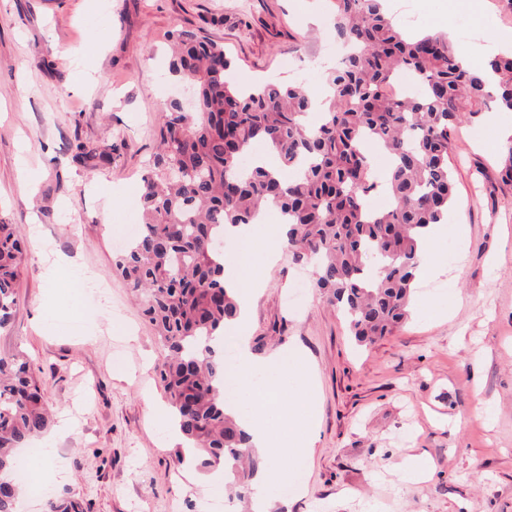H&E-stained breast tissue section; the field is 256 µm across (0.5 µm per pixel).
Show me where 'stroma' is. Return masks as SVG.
Listing matches in <instances>:
<instances>
[{
  "instance_id": "obj_1",
  "label": "stroma",
  "mask_w": 512,
  "mask_h": 512,
  "mask_svg": "<svg viewBox=\"0 0 512 512\" xmlns=\"http://www.w3.org/2000/svg\"><path fill=\"white\" fill-rule=\"evenodd\" d=\"M475 0H390L398 23L471 26L468 52L489 37ZM332 0H0V220L24 235L17 302L0 356L25 355L52 414L37 439L52 454L35 472L83 512H203L201 469L178 466L181 440L155 366L157 336L142 303L112 271L114 241L140 223V189L170 98L168 54L186 29L223 45L234 77L323 83L334 39ZM494 103L451 134L456 202L448 235L417 281L411 317L359 348L319 289L288 295L312 269L254 224L256 265L241 270L247 334L257 359L299 350L315 376L306 480L273 512H512V183ZM104 283L124 312L84 298ZM493 409L476 418L477 401ZM433 462L404 484L396 464Z\"/></svg>"
}]
</instances>
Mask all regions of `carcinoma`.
I'll return each instance as SVG.
<instances>
[{
  "label": "carcinoma",
  "mask_w": 512,
  "mask_h": 512,
  "mask_svg": "<svg viewBox=\"0 0 512 512\" xmlns=\"http://www.w3.org/2000/svg\"><path fill=\"white\" fill-rule=\"evenodd\" d=\"M328 24L348 53L325 70L320 101L301 83L240 87L223 45L177 32L169 71L194 86L195 111L165 104L143 177L141 231L113 259V270L145 292L144 314L167 350L156 374L174 424L201 466H224L240 499L254 492L262 460L224 404L217 343L239 305L224 281L217 231L253 224L274 205L295 260L313 264L315 287L346 317L354 341L371 343L411 316L420 236L444 223L455 199L449 133L463 104L471 115L489 99L512 112V51L467 68L448 33H406L384 0H334ZM400 71L415 91L397 98L387 88ZM255 142L279 164H244ZM375 152L387 161L381 174ZM378 192L390 205L372 209ZM21 239L18 225L0 221V328L15 302ZM48 422L30 363L0 357V512H16V449ZM47 512H80V504L52 499Z\"/></svg>",
  "instance_id": "cac0c4a2"
}]
</instances>
